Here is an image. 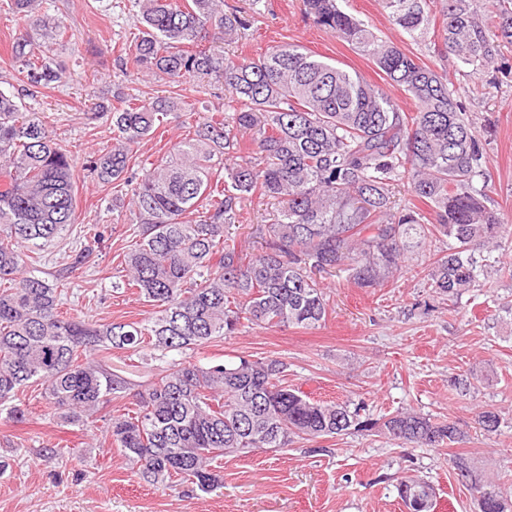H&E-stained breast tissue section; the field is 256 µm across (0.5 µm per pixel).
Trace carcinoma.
Listing matches in <instances>:
<instances>
[{"mask_svg":"<svg viewBox=\"0 0 512 512\" xmlns=\"http://www.w3.org/2000/svg\"><path fill=\"white\" fill-rule=\"evenodd\" d=\"M48 0H11L13 12L34 28L50 25ZM441 3L442 50L481 71L512 46V0H493L496 25L477 0H380L393 23L415 41L435 34ZM315 24L349 43L402 89L414 106L405 112L380 88L355 73L314 58L292 44L257 58H225L211 44L232 40L248 20L224 11V0H135L139 35L127 55L142 71L172 83L216 74L231 93L232 122L249 132L253 156L239 155L226 121L196 123L173 154L151 164L140 182L127 176L131 147L147 139L173 109L169 102L130 103L109 112L117 132L112 149L91 162L104 184L120 183L136 218L123 251L128 286L155 307L141 322L90 323L58 311L62 284L26 272L25 252L59 237L75 223L73 162L50 137L48 116L28 112L21 97L0 89V410L21 421L17 393L33 382L64 422L92 427L112 403L131 396V408L110 415L109 444L140 477L173 478L203 493L221 485L210 461L253 448H284L294 437H334L375 431L407 447L440 448L461 440L447 418L414 410L361 418L344 402L310 399L282 382L278 360L237 359L202 364L186 352L232 336L245 319L259 327L314 328L327 303L313 275L336 269L360 288L400 275L427 237L448 239V252L427 267L435 292L454 298L492 273L480 254L499 247L504 220L487 205L483 148L447 76L378 36L345 13L338 0H304ZM21 73L33 85L60 79L39 62L44 50L21 32L13 43ZM224 179H212L214 174ZM407 179L426 203V222L413 207H391V182ZM482 187L474 186L476 179ZM259 195L279 204L267 224L266 251L246 259L226 244V226L239 222L241 204ZM220 255L213 262L214 255ZM147 345L167 362L139 384L112 366V354ZM486 432L501 424L493 408L477 413ZM466 469L482 497L478 512H512V497L465 454L450 458ZM433 512L429 482L399 483Z\"/></svg>","mask_w":512,"mask_h":512,"instance_id":"cac0c4a2","label":"carcinoma"}]
</instances>
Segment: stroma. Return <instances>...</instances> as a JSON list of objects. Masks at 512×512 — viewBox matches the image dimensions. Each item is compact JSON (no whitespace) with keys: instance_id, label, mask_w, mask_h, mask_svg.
Returning <instances> with one entry per match:
<instances>
[{"instance_id":"1","label":"stroma","mask_w":512,"mask_h":512,"mask_svg":"<svg viewBox=\"0 0 512 512\" xmlns=\"http://www.w3.org/2000/svg\"><path fill=\"white\" fill-rule=\"evenodd\" d=\"M49 13L61 33L49 37L44 57L60 78L29 87L12 56L11 43L24 22L0 0V89L31 88L24 103L52 120L48 130L74 158L75 222L39 251L36 275H64V315L93 323L137 322L154 312L137 289L126 286L120 252L134 216L112 206L113 191L89 171V163L112 147V123L89 119L91 103L113 107L126 101L164 98L175 109L151 138L134 146V180L171 151L187 133L182 104L197 120L227 119L230 94L222 78L209 75L173 84L148 75L123 49L137 32L133 0H50ZM251 26L224 43L225 57H256L270 46L294 44L303 52L359 74L405 104L403 91L336 35L316 25L303 0H224ZM342 8L383 39L417 55L448 77L481 141L490 175L487 191L507 224L493 258L503 271L454 299L433 292L426 268L445 251L444 238L428 239L399 278L360 288L345 273L319 274L327 298L320 326L261 328L241 322L236 334L194 350V359L221 363L236 356L283 362L285 382L315 400H339L373 419L411 409L450 417L464 434L452 449L401 448L368 432L293 439L285 448H255L218 458L223 486L203 493L191 484H151L135 476L116 448L105 441L106 421L86 430L53 416L41 383L19 391L23 421L0 412V512H406L396 486L421 477L436 489L435 512H476L477 506L449 462L450 451L469 452L512 492V52L475 74L433 44L413 41L392 24L379 0H342ZM276 200L253 196L242 204L241 221L228 237L243 253L266 250L256 227L277 219ZM101 233L87 242V226ZM84 264H76L81 247ZM472 382L462 391L459 379ZM501 411L498 431L475 422L477 410ZM53 446L45 459L40 451Z\"/></svg>"}]
</instances>
